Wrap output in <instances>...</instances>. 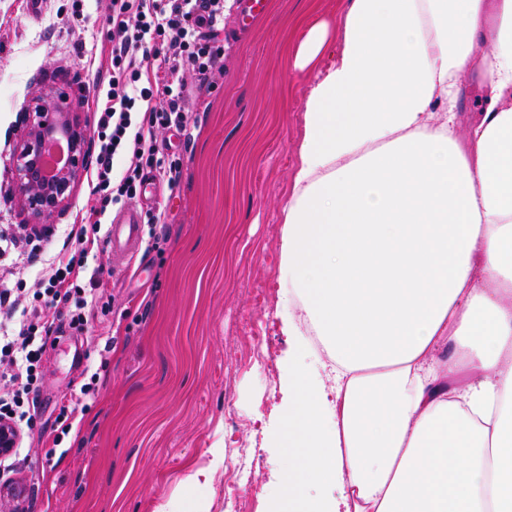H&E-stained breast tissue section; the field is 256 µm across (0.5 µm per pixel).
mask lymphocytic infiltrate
<instances>
[{"mask_svg": "<svg viewBox=\"0 0 512 512\" xmlns=\"http://www.w3.org/2000/svg\"><path fill=\"white\" fill-rule=\"evenodd\" d=\"M224 0H112L111 69L94 83L98 154L91 175L96 203L81 235L49 259L48 285L28 289L23 279L0 287V420L31 423L30 395L42 379V363L53 333L46 310L65 309L71 328L82 329L89 301L103 298L104 284L89 274L88 259L99 248L101 219L108 206L138 198L146 175L175 186L180 165L166 161L156 139L160 129L186 131L185 72L208 76L224 56L217 27ZM130 163L114 179L115 156ZM99 391L97 375L78 392L62 397L45 459H53L71 431L70 418Z\"/></svg>", "mask_w": 512, "mask_h": 512, "instance_id": "lymphocytic-infiltrate-1", "label": "lymphocytic infiltrate"}]
</instances>
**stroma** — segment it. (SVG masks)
<instances>
[{"mask_svg": "<svg viewBox=\"0 0 512 512\" xmlns=\"http://www.w3.org/2000/svg\"><path fill=\"white\" fill-rule=\"evenodd\" d=\"M340 4L268 0L243 29L241 0H227L223 72L205 82L186 74L196 124L158 135L182 171L176 187L158 188L165 223L142 224L143 246L119 272L101 242L95 265L111 303L93 305L84 329L58 335L44 358L17 472L29 512H154L172 498L186 512H276L294 359L278 309L281 207L317 76L294 57L310 26L335 23ZM110 13L111 0H0V230L27 220L10 191L25 110L51 91L96 125L91 86L110 65ZM94 166L32 257L8 253L0 266L24 265L29 283L46 278L48 258L75 243L94 203ZM86 368L100 374L98 395L75 412L79 435L65 437L66 455L45 464L37 429L53 423L57 397ZM214 448L223 467L206 485L184 484Z\"/></svg>", "mask_w": 512, "mask_h": 512, "instance_id": "35a3bbf8", "label": "stroma"}]
</instances>
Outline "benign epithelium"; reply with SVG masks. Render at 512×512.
I'll list each match as a JSON object with an SVG mask.
<instances>
[{"label": "benign epithelium", "mask_w": 512, "mask_h": 512, "mask_svg": "<svg viewBox=\"0 0 512 512\" xmlns=\"http://www.w3.org/2000/svg\"><path fill=\"white\" fill-rule=\"evenodd\" d=\"M89 140V125L76 113L62 111L52 93H44L14 150L11 190L31 216L47 220L64 206L83 170ZM18 441L12 425L0 421V457ZM25 490L16 477L1 481L0 512H21Z\"/></svg>", "instance_id": "benign-epithelium-1"}]
</instances>
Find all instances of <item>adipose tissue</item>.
<instances>
[{
    "label": "adipose tissue",
    "instance_id": "adipose-tissue-1",
    "mask_svg": "<svg viewBox=\"0 0 512 512\" xmlns=\"http://www.w3.org/2000/svg\"><path fill=\"white\" fill-rule=\"evenodd\" d=\"M296 64L320 71L279 275L295 352L316 337L332 388L293 370L279 493L301 512H512V0H343Z\"/></svg>",
    "mask_w": 512,
    "mask_h": 512
}]
</instances>
